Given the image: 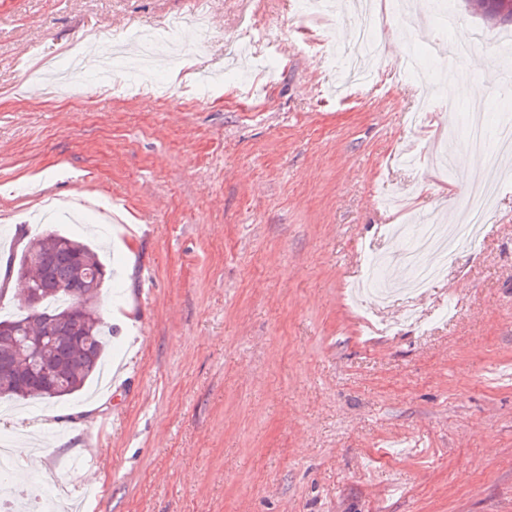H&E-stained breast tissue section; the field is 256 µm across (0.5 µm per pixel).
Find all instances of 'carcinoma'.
I'll return each mask as SVG.
<instances>
[{"label":"carcinoma","mask_w":512,"mask_h":512,"mask_svg":"<svg viewBox=\"0 0 512 512\" xmlns=\"http://www.w3.org/2000/svg\"><path fill=\"white\" fill-rule=\"evenodd\" d=\"M468 11L512 25V0H462ZM107 270L89 242L61 232L29 239L7 260L4 281L17 288L23 314L0 320V398L63 400L81 392L100 368L109 336L97 299ZM40 302L28 304V289Z\"/></svg>","instance_id":"cac0c4a2"}]
</instances>
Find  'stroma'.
<instances>
[{"instance_id":"obj_1","label":"stroma","mask_w":512,"mask_h":512,"mask_svg":"<svg viewBox=\"0 0 512 512\" xmlns=\"http://www.w3.org/2000/svg\"><path fill=\"white\" fill-rule=\"evenodd\" d=\"M301 0H0V184L15 209L0 241L42 231L39 190L123 208L126 224L59 218L90 236L111 270L98 298L115 329V376L52 403H0V445L39 455L10 486L67 512L62 492L97 487L95 512H512V183L495 189L479 244L427 291L351 303L395 242L379 205L415 213L458 197L431 158L406 69L346 101L344 75L300 40L347 43L339 16L303 18ZM202 13L210 39L122 58L118 72L166 96L120 98L87 72L70 102L38 95L76 51L108 55L127 27ZM253 26L248 64L225 70ZM459 73L481 82L487 127L512 116V31L461 0L419 16L440 30L421 63L438 78L459 29ZM151 291L142 294L141 279Z\"/></svg>"}]
</instances>
